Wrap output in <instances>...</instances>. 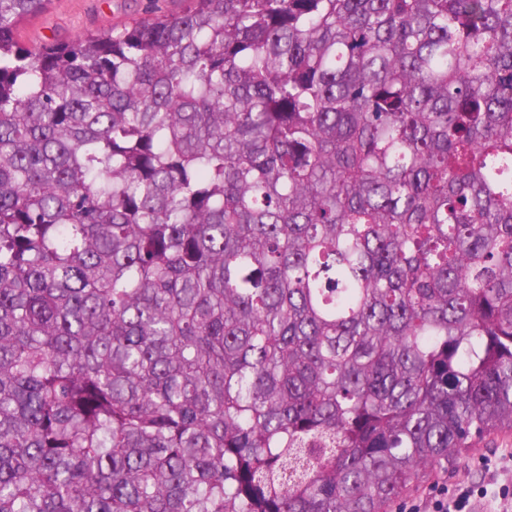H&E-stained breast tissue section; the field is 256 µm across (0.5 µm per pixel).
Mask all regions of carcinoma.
I'll list each match as a JSON object with an SVG mask.
<instances>
[{
  "instance_id": "carcinoma-1",
  "label": "carcinoma",
  "mask_w": 512,
  "mask_h": 512,
  "mask_svg": "<svg viewBox=\"0 0 512 512\" xmlns=\"http://www.w3.org/2000/svg\"><path fill=\"white\" fill-rule=\"evenodd\" d=\"M0 0V512H388L512 431V0ZM187 0H51L38 16L19 25L26 45L57 43L112 30L120 33L156 14H179Z\"/></svg>"
}]
</instances>
